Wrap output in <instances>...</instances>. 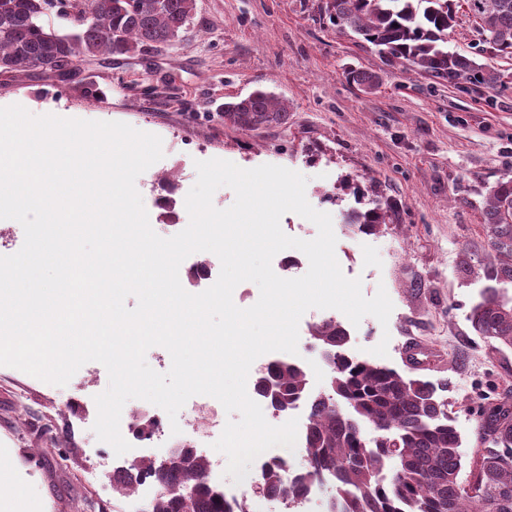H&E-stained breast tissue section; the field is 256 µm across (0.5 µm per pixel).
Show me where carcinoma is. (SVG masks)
I'll list each match as a JSON object with an SVG mask.
<instances>
[{"mask_svg": "<svg viewBox=\"0 0 512 512\" xmlns=\"http://www.w3.org/2000/svg\"><path fill=\"white\" fill-rule=\"evenodd\" d=\"M482 42L512 56V0H465ZM195 10V0H0V72L39 70L62 77L65 63L97 57L141 55L174 44ZM326 11L343 31L378 49L388 62L400 60L450 82L463 79L487 89L503 86V74L473 55L448 51V33L458 24L457 0H328ZM69 20L61 33L45 23L51 13ZM348 79L365 90L378 76L351 70ZM288 106L267 92L224 103V118L240 128L285 119ZM346 223L362 233L384 223L375 210L351 212ZM489 286L473 306L470 321L481 336L512 348V179L491 189L484 212ZM311 338L329 363V392L311 401L304 437L307 463L292 483L273 461L259 485L265 494L290 495L311 483L330 482L332 512H512V406L480 409L476 429L490 447L463 469L461 439L448 403L434 385L384 365L360 361L346 351L348 332L335 320L314 324ZM253 390L278 410L307 398L306 369L274 359L252 379ZM372 427L366 437L362 425ZM208 461L191 449L162 472L150 458L134 468L159 476L165 492L149 512H249L246 496L228 498L206 481Z\"/></svg>", "mask_w": 512, "mask_h": 512, "instance_id": "cac0c4a2", "label": "carcinoma"}]
</instances>
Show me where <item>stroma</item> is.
Returning a JSON list of instances; mask_svg holds the SVG:
<instances>
[{"mask_svg": "<svg viewBox=\"0 0 512 512\" xmlns=\"http://www.w3.org/2000/svg\"><path fill=\"white\" fill-rule=\"evenodd\" d=\"M326 0H196L179 43L81 64L61 80L38 71L0 74V106L35 115L123 122L158 135L164 156L136 180L153 231L185 224L196 161L219 158L244 169L278 165L307 177L310 205L330 214L343 274L365 296L385 288L387 323L349 327L347 351L443 385L464 462L481 444L479 406L512 403V349L478 336L468 319L487 285L483 215L488 192L512 178V81L494 90L451 84L341 33ZM377 73L370 91L347 72ZM288 106L279 123L242 129L224 103L255 89ZM171 197V208L158 204ZM383 208L382 231H352L344 213ZM342 312L308 310L298 349L309 392L328 387L329 368L310 329ZM387 342L388 354L373 347ZM416 352H409L408 343ZM109 377L81 367L67 385L0 366V512H116L112 487L125 472L85 482L99 455L96 395Z\"/></svg>", "mask_w": 512, "mask_h": 512, "instance_id": "stroma-1", "label": "stroma"}]
</instances>
